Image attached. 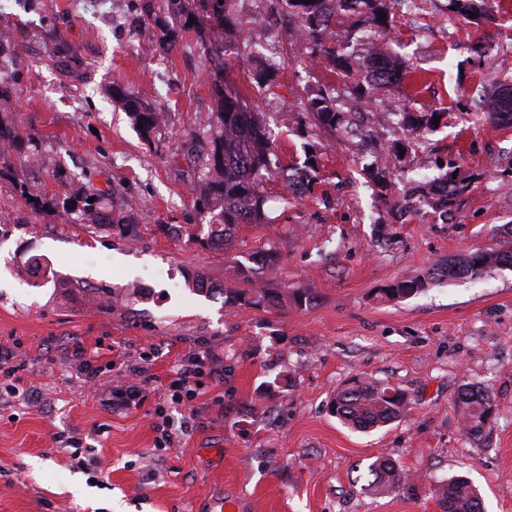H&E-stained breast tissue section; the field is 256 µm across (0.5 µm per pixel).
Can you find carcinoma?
<instances>
[{
    "mask_svg": "<svg viewBox=\"0 0 512 512\" xmlns=\"http://www.w3.org/2000/svg\"><path fill=\"white\" fill-rule=\"evenodd\" d=\"M141 12L156 30V41L160 48L169 50L184 37V33L198 28L199 17L193 10L195 0H140ZM234 0H211L215 19L226 37L224 53L238 59L248 49L247 30L253 18H246L233 9ZM453 13L473 19L490 17L491 0H451ZM405 0H278L279 12L288 18L291 32L299 35L310 58L318 66L347 77L352 83L340 89L324 81L307 82L299 94L298 107L305 112L311 124L334 135L344 130H357L353 103L369 97L374 88L390 89L400 83L402 62L387 50L380 56L366 48L369 38L382 43L394 32L396 7H404ZM52 54L63 63H77L71 45L62 38L56 40ZM363 70L364 82L353 79L354 73ZM222 71L213 72L211 88L214 93L213 123L208 138L207 150L202 161L200 175L192 188L198 213L206 223L201 241L209 243L214 238H223L224 245L232 241V232L240 224L265 222L263 206L267 200L266 183L278 170L272 161L271 143L263 121L255 112H247L237 96L226 93L222 87ZM512 91V82L498 83L497 90L483 101L480 111L490 120L501 124H512V107H507L503 91ZM113 96L123 102L134 125L148 138L158 133L163 126V113L152 105L128 95L120 88H113ZM396 127L408 130L420 137L433 129L435 112H397ZM42 157L39 139L22 134L7 109L0 110V159H16L19 166L38 164ZM314 164L305 161L301 166L288 168V189L296 196L311 191L315 177ZM9 176L14 181L15 192L30 211L36 215L55 214L65 216L75 211L90 224L112 223V211L100 203L112 196L111 190L92 189L80 199L57 200L41 188L20 178L17 169L0 165V178ZM440 183L446 192L437 193V183L420 181L406 202L399 205V215L406 214L412 200L431 205L446 214L453 211L456 200L468 189L464 181L453 178V172L444 174ZM95 201L88 202L89 198ZM509 236H504L493 248L476 249L456 260L437 263L424 273L398 280L385 290L388 299H405L414 296L429 285L445 278L469 276L478 279L495 266H512V248L505 247ZM224 304L253 305L265 308L283 307L290 303L301 307L313 300L308 288H296L290 292L272 288L239 289L222 288ZM406 394L379 381L358 379L337 392L332 401V413L345 425L366 432L377 429L401 417L407 409ZM493 399L483 387L466 383L458 395L465 433L475 441L481 440L491 427ZM371 476L367 484L370 490L382 494L394 492L408 481V476L397 469L388 459L377 458L368 465ZM442 512H480V496L470 483L456 478L443 485L438 494Z\"/></svg>",
    "mask_w": 512,
    "mask_h": 512,
    "instance_id": "obj_1",
    "label": "carcinoma"
}]
</instances>
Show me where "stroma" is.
I'll return each instance as SVG.
<instances>
[{
  "instance_id": "1",
  "label": "stroma",
  "mask_w": 512,
  "mask_h": 512,
  "mask_svg": "<svg viewBox=\"0 0 512 512\" xmlns=\"http://www.w3.org/2000/svg\"><path fill=\"white\" fill-rule=\"evenodd\" d=\"M491 19L448 14L394 24L408 69L394 100L441 113L416 141L363 118L378 136H332L278 97L307 82L303 42L268 20L273 0H237L260 11L247 36L253 54L224 71L230 89L259 113L281 168L313 158L310 194L283 202L282 177L268 183L266 221L239 225L217 250L190 233L202 221L191 188L196 150L213 122L210 74L224 55L221 30L204 24L172 51L138 0H0V31L26 51L5 65L15 85L13 119L42 142L34 174L45 191L70 195L111 188L114 224L80 213L36 216L0 180V341L20 366L21 393L0 398V512H442L434 489L467 477L484 512H512V267L483 278L431 285L407 299L384 295L392 282L493 245L512 225V125L475 115L494 76H512V0H494ZM78 49L65 70L47 53L57 38ZM277 63V88L254 80ZM165 112V127L144 138L112 97L113 86ZM386 161L389 187L365 167ZM455 162L470 188L455 218L426 207L398 217L415 180L440 177ZM275 250L255 285L311 289L309 305H224L192 291L204 276L236 284L253 253ZM214 356L189 404L161 390L198 346ZM83 347L100 366L88 389L72 360ZM154 350L152 381L140 408L117 414L111 390L126 360ZM403 389L407 413L364 433L330 413L352 379ZM484 386L495 403L490 432L472 441L460 426L462 384ZM164 407L157 415L156 407ZM178 430L159 449V425ZM392 460L410 482L387 495L367 490L366 467Z\"/></svg>"
}]
</instances>
